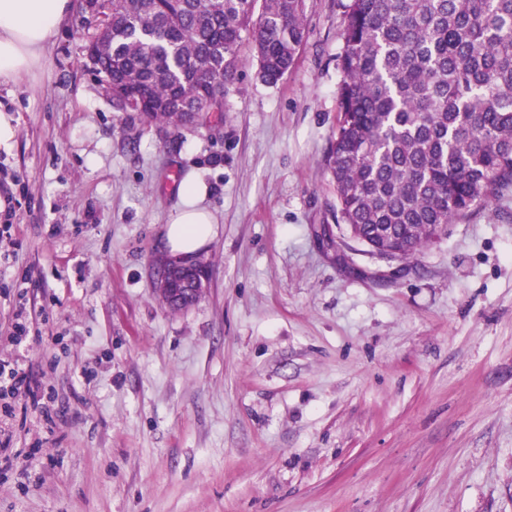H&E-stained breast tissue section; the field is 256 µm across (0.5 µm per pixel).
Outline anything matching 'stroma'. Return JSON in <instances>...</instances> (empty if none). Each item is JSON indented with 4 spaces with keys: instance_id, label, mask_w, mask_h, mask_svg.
<instances>
[{
    "instance_id": "stroma-1",
    "label": "stroma",
    "mask_w": 512,
    "mask_h": 512,
    "mask_svg": "<svg viewBox=\"0 0 512 512\" xmlns=\"http://www.w3.org/2000/svg\"><path fill=\"white\" fill-rule=\"evenodd\" d=\"M342 11L310 0L274 85L243 39L208 125L117 111L86 56L107 0L0 85V365L42 394L0 398V512H512V190L404 272L358 244L337 263ZM188 178L218 234L174 312L152 271Z\"/></svg>"
}]
</instances>
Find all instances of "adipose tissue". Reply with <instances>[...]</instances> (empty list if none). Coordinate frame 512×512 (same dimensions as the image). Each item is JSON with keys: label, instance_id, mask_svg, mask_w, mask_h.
I'll list each match as a JSON object with an SVG mask.
<instances>
[{"label": "adipose tissue", "instance_id": "adipose-tissue-1", "mask_svg": "<svg viewBox=\"0 0 512 512\" xmlns=\"http://www.w3.org/2000/svg\"><path fill=\"white\" fill-rule=\"evenodd\" d=\"M72 8L73 0H0V83L19 82L41 68L46 47ZM205 195L198 182L181 184L159 240L160 250L171 259L194 262L213 241L215 220Z\"/></svg>", "mask_w": 512, "mask_h": 512}]
</instances>
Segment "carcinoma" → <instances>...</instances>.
I'll list each match as a JSON object with an SVG mask.
<instances>
[{
  "mask_svg": "<svg viewBox=\"0 0 512 512\" xmlns=\"http://www.w3.org/2000/svg\"><path fill=\"white\" fill-rule=\"evenodd\" d=\"M306 0H110L88 47L100 81L148 126L224 100L252 39L277 83ZM338 119L325 157L336 224L400 262L512 187V0H346Z\"/></svg>",
  "mask_w": 512,
  "mask_h": 512,
  "instance_id": "cac0c4a2",
  "label": "carcinoma"
}]
</instances>
